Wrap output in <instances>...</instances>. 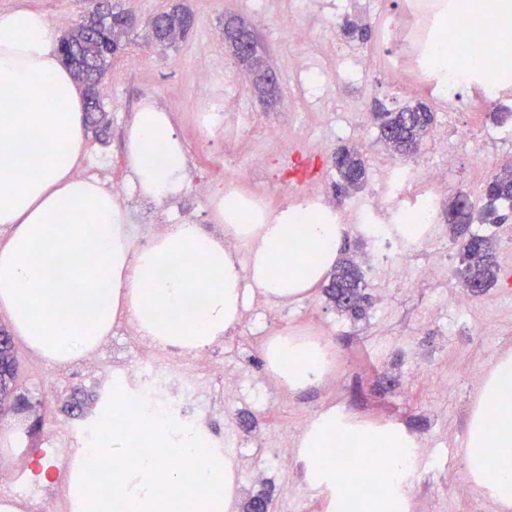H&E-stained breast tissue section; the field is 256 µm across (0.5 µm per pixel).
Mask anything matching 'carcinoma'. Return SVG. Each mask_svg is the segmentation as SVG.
I'll return each instance as SVG.
<instances>
[{"mask_svg": "<svg viewBox=\"0 0 512 512\" xmlns=\"http://www.w3.org/2000/svg\"><path fill=\"white\" fill-rule=\"evenodd\" d=\"M149 26L155 42L172 43L191 29L193 17L189 11L175 8L150 20ZM130 28L128 14L114 8L107 13H92L63 38V44L68 49L66 63L85 88V123L101 133L106 132L108 122L105 121L106 112L102 110L98 98L99 88L112 60L122 50L123 39ZM242 40L251 44L252 51L240 55L234 45ZM224 41L233 45L232 55L253 76L255 86L268 93L273 92V88L265 81L269 66L255 34L244 24L232 19L224 23ZM375 119L380 138L386 146L397 154L408 155L415 152L427 137L434 125L435 116L430 107L419 102L393 112H378ZM332 166L338 177V190H356L364 184L367 169L359 150L337 148L332 157ZM487 182L480 219L487 224H501L507 215L499 213V207H512V163L494 171ZM473 219V212L470 211L460 221L448 223V228L453 239L461 246L463 268L459 274L463 282L478 285L483 294L498 280L500 268L492 239L470 230ZM362 281L359 264L352 258H344L336 264L327 284L323 285V293L337 312L357 319L366 314L370 304ZM17 371L14 346L9 341L0 346V404L9 403Z\"/></svg>", "mask_w": 512, "mask_h": 512, "instance_id": "carcinoma-1", "label": "carcinoma"}]
</instances>
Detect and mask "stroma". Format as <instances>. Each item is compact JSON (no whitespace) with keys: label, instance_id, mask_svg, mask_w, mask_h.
<instances>
[{"label":"stroma","instance_id":"35a3bbf8","mask_svg":"<svg viewBox=\"0 0 512 512\" xmlns=\"http://www.w3.org/2000/svg\"><path fill=\"white\" fill-rule=\"evenodd\" d=\"M122 8L136 19L128 45L112 62L106 77L109 95L102 107L110 120L105 140L86 136V151L77 170L80 177L104 184L129 182L125 155V131L135 112L145 101H154L172 112L187 155V179L183 191L158 202L134 197L126 210L133 224L149 233L167 224L185 221L210 226L211 195L204 189L212 181L216 161L230 157L239 168H246L251 155L264 151L269 158L265 176L255 180L252 190L264 193L274 209H282L292 190L308 187L319 190L334 205L348 203L336 194L337 180L330 164L331 155L342 145L359 146L368 171H375L390 153L380 142L372 113L375 105L395 110L406 101L378 72H370L362 85L332 82L321 90L302 91L301 79L290 60L302 56L309 70L331 68L343 71L347 62L330 58L316 43L298 46L289 41V23L296 0H280L268 26L258 34L270 62L280 74L275 96H261L252 78L238 65L227 45L214 42L210 34L223 27L228 16H238L252 24L249 0H119ZM401 0H313L303 15L304 24L320 31L336 18H361L363 25L378 28L385 14L397 11ZM27 6L48 18L66 15L60 30H68L90 9L88 0H0V12ZM181 6L194 16L189 34L166 47H149L144 41L145 24L153 16ZM143 57L147 64L132 67V60ZM212 65L210 84L196 81L200 62ZM228 95L239 103L252 120L240 141L225 144L222 137L202 124L200 110L207 99ZM512 107V85L501 87L493 107H478L462 113L460 121L477 134V141L460 148L452 184L470 196L474 206L483 202L486 176L500 165L512 162V119L499 124L495 113ZM294 125L301 137L299 147L266 140L268 126ZM457 245H435L416 251L413 269L444 264L447 278L420 281L414 288L400 287L390 274L364 272L363 283L372 297L366 318L352 320L336 312L320 290L279 306L275 325L279 334L315 336L326 341L335 356L338 380L322 383L300 392L281 388L273 395L277 413L254 410L250 385L266 378L260 350L252 339L251 316L263 300L248 292L236 328L223 341L210 347L213 357L227 353L238 356L245 373L241 390L224 403V414L210 419L209 428L217 434L235 433L238 448L231 454L238 463L236 508H243L257 492L260 482L273 488L274 512H327L324 490L306 483L301 461L288 469L275 465L272 449L263 439L276 431L288 439L289 450H296L301 417H314L341 404L350 405L363 420L374 424L392 423L428 444L421 455L409 488L408 503L413 512H503L493 495L475 491L467 497L454 493L458 480L467 475L464 463L469 414L481 401V387L495 364L512 355V282L499 278L496 285L475 297L473 306L482 325L462 315L455 297L464 287L457 274ZM20 360L15 395L23 398V410H0V430L12 429L14 445L0 446L1 460H23L25 448L42 443L59 422L80 424L92 418L98 407L97 392L88 376L74 364L58 367L57 382L43 376L46 362L23 342L16 340ZM431 369L424 375L417 362ZM262 470L263 481H255V470Z\"/></svg>","mask_w":512,"mask_h":512}]
</instances>
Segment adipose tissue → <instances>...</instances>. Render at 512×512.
I'll return each instance as SVG.
<instances>
[{
  "label": "adipose tissue",
  "instance_id": "ef3b65f1",
  "mask_svg": "<svg viewBox=\"0 0 512 512\" xmlns=\"http://www.w3.org/2000/svg\"><path fill=\"white\" fill-rule=\"evenodd\" d=\"M60 32L37 10L0 12V309L42 359L64 364L95 351L126 319L161 348L199 352L223 340L241 317L245 288L287 303L335 265L343 225L313 205L271 219L240 221L241 199L211 204L213 223L170 224L138 243L125 211L99 181L79 177L85 152V97L63 65ZM37 94L26 96L25 86ZM126 158L141 195L164 201L186 184L187 157L171 115L152 103L126 131ZM232 239L247 261L224 245ZM275 376L289 390L316 385L332 362L326 349L278 336ZM486 405L468 423L473 472L494 464V497L512 506V357L484 385ZM415 443L392 425L347 426L335 411L316 416L300 442L309 484L329 491V512H400L416 469ZM360 451L356 472L333 455Z\"/></svg>",
  "mask_w": 512,
  "mask_h": 512
}]
</instances>
